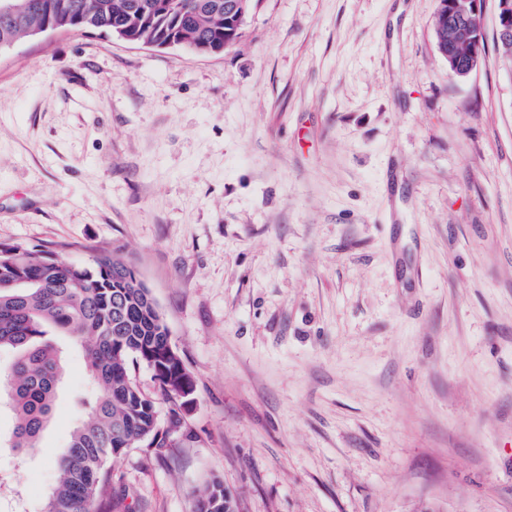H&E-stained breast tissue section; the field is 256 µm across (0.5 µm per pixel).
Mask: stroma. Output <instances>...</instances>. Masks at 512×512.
<instances>
[{"instance_id": "35a3bbf8", "label": "stroma", "mask_w": 512, "mask_h": 512, "mask_svg": "<svg viewBox=\"0 0 512 512\" xmlns=\"http://www.w3.org/2000/svg\"><path fill=\"white\" fill-rule=\"evenodd\" d=\"M439 0H256L218 55L91 33L0 52V243L108 250L195 381L112 512H512V73L448 76ZM91 383L0 512H42ZM230 496L223 485L214 481L210 486L200 490L197 494L196 512H225L224 496ZM234 504V499L230 496Z\"/></svg>"}]
</instances>
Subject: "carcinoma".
<instances>
[{
	"label": "carcinoma",
	"mask_w": 512,
	"mask_h": 512,
	"mask_svg": "<svg viewBox=\"0 0 512 512\" xmlns=\"http://www.w3.org/2000/svg\"><path fill=\"white\" fill-rule=\"evenodd\" d=\"M27 8L0 17V49L58 22L75 33L121 32L137 43L176 36L182 46L224 52L235 43L252 0H25ZM243 10L224 18V4ZM437 50L466 58L475 43L462 22L436 13ZM63 336L81 351L93 384V400L54 460L57 481L45 512H110L103 498L112 463L128 443L158 441L156 402L132 378L142 364L152 371L162 395L182 389L186 367L150 289L132 267L110 253L86 265L36 247L0 243V353L12 354L0 370V407L12 413L8 438L19 459L34 448L49 425L62 376ZM223 485L215 481L197 494L196 512H224Z\"/></svg>",
	"instance_id": "obj_1"
}]
</instances>
